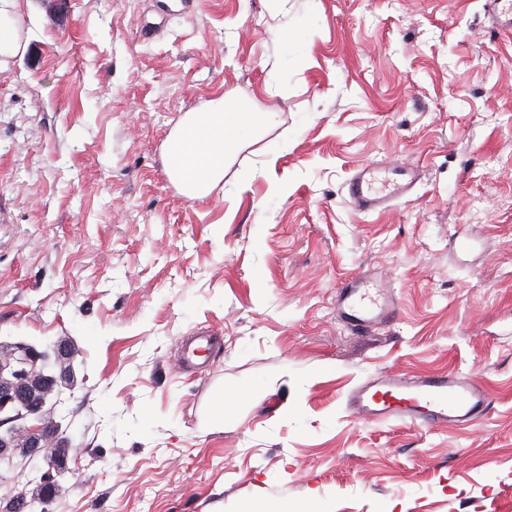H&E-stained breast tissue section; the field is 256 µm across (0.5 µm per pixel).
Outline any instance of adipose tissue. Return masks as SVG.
Listing matches in <instances>:
<instances>
[{"instance_id": "ef3b65f1", "label": "adipose tissue", "mask_w": 512, "mask_h": 512, "mask_svg": "<svg viewBox=\"0 0 512 512\" xmlns=\"http://www.w3.org/2000/svg\"><path fill=\"white\" fill-rule=\"evenodd\" d=\"M272 121L268 112H246L235 103L216 98L205 111L187 113L170 140L166 167L188 199L207 196L224 178V166L244 142Z\"/></svg>"}]
</instances>
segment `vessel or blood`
Returning a JSON list of instances; mask_svg holds the SVG:
<instances>
[{
    "label": "vessel or blood",
    "mask_w": 512,
    "mask_h": 512,
    "mask_svg": "<svg viewBox=\"0 0 512 512\" xmlns=\"http://www.w3.org/2000/svg\"><path fill=\"white\" fill-rule=\"evenodd\" d=\"M483 13L491 26L512 30V0H484ZM421 182L419 165L408 162L368 164L354 169L347 181L352 207L376 214L410 202ZM344 304L355 327L371 330L393 317L398 303L391 293L370 297L352 288ZM489 392L478 380L450 371L437 377L384 375L353 388L348 411L368 422L396 421L428 427L472 422L489 406Z\"/></svg>",
    "instance_id": "obj_1"
}]
</instances>
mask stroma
<instances>
[{"mask_svg":"<svg viewBox=\"0 0 512 512\" xmlns=\"http://www.w3.org/2000/svg\"><path fill=\"white\" fill-rule=\"evenodd\" d=\"M482 7L15 0L0 343L81 351L51 512H512V33ZM222 94L273 121L191 200L165 144ZM393 159L424 171L413 200L356 211L351 171ZM358 280L394 320L339 316ZM451 370L492 396L470 426L346 408Z\"/></svg>","mask_w":512,"mask_h":512,"instance_id":"1","label":"stroma"}]
</instances>
